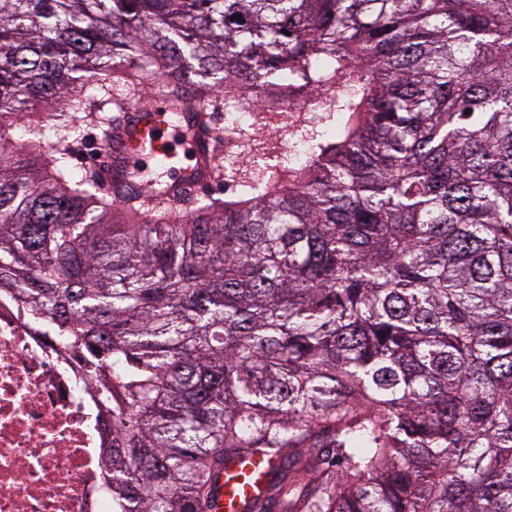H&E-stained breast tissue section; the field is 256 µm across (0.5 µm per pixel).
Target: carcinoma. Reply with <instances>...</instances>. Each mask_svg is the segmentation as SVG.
I'll return each instance as SVG.
<instances>
[{
    "label": "carcinoma",
    "mask_w": 512,
    "mask_h": 512,
    "mask_svg": "<svg viewBox=\"0 0 512 512\" xmlns=\"http://www.w3.org/2000/svg\"><path fill=\"white\" fill-rule=\"evenodd\" d=\"M183 112L312 94L299 165L188 216L16 122L122 69ZM112 415V512H512V0H0V289ZM274 462L260 456L235 457L221 477L207 512H251L268 494L269 475Z\"/></svg>",
    "instance_id": "cac0c4a2"
}]
</instances>
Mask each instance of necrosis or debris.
<instances>
[{
  "label": "necrosis or debris",
  "instance_id": "1",
  "mask_svg": "<svg viewBox=\"0 0 512 512\" xmlns=\"http://www.w3.org/2000/svg\"><path fill=\"white\" fill-rule=\"evenodd\" d=\"M45 324L0 295V512H112V420Z\"/></svg>",
  "mask_w": 512,
  "mask_h": 512
}]
</instances>
